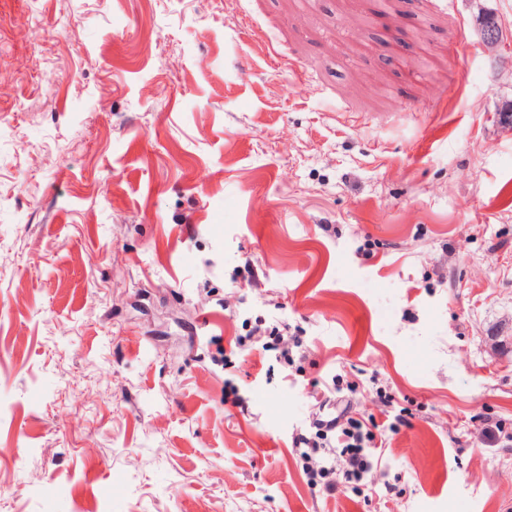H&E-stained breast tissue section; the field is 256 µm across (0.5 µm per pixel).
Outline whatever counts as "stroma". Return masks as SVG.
<instances>
[{"instance_id":"obj_1","label":"stroma","mask_w":512,"mask_h":512,"mask_svg":"<svg viewBox=\"0 0 512 512\" xmlns=\"http://www.w3.org/2000/svg\"><path fill=\"white\" fill-rule=\"evenodd\" d=\"M487 14L512 35V0H0V512L512 506ZM274 322L293 367L235 346ZM337 373L407 419L366 497L293 448Z\"/></svg>"}]
</instances>
